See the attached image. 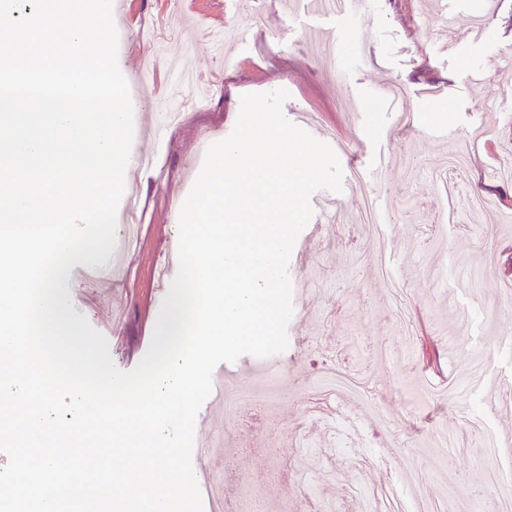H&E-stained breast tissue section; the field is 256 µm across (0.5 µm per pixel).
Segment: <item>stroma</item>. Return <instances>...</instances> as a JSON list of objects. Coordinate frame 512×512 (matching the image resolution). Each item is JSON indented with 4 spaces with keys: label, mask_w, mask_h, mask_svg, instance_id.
<instances>
[{
    "label": "stroma",
    "mask_w": 512,
    "mask_h": 512,
    "mask_svg": "<svg viewBox=\"0 0 512 512\" xmlns=\"http://www.w3.org/2000/svg\"><path fill=\"white\" fill-rule=\"evenodd\" d=\"M459 19H485L488 39L451 54L431 0H373L361 26L374 43L370 61L339 74L349 33L313 0H131L117 12L118 67L134 110L136 154L125 176L138 211L118 208V224H136V244L111 255L112 279L72 275L77 313L108 342L114 364L134 369L151 344L165 289L155 266L178 269L173 204L184 202L197 173L196 142H217L234 128L246 93L286 89L285 116L337 155L383 143L393 166L370 182L355 170L336 196L333 222L310 221L288 272L293 316L288 346L262 362L243 356L225 379L250 412L237 430L224 407L203 404L199 438L222 441L212 469L232 481V512H302L313 498L324 512H355L392 492L403 507L426 499L436 512H482L484 501L512 494V76L493 54L512 48V0H458ZM254 27L230 48L229 25ZM180 53L209 84L203 109L168 125L193 85L168 72ZM488 71L486 81L472 79ZM398 85L408 110L380 124L365 103L372 90ZM439 122L456 131L442 142ZM468 149L457 172L456 215L444 209L429 171ZM486 209L469 206L471 196ZM335 373L343 390L313 383ZM453 435L458 451L439 440Z\"/></svg>",
    "instance_id": "stroma-1"
}]
</instances>
